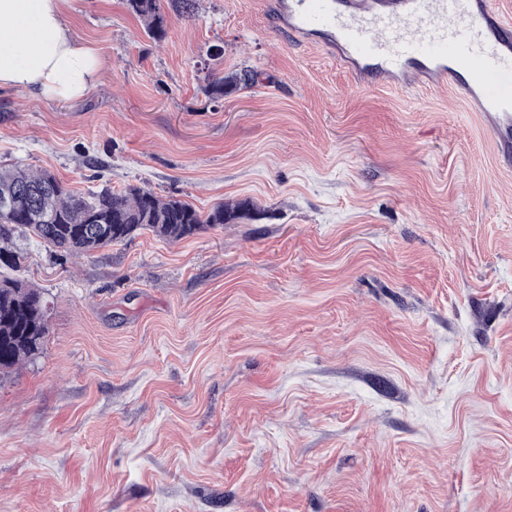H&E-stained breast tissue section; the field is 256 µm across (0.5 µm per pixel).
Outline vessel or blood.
Masks as SVG:
<instances>
[{"label": "vessel or blood", "instance_id": "b4317fda", "mask_svg": "<svg viewBox=\"0 0 512 512\" xmlns=\"http://www.w3.org/2000/svg\"><path fill=\"white\" fill-rule=\"evenodd\" d=\"M289 38L354 83L448 88L512 165V16L497 0H275Z\"/></svg>", "mask_w": 512, "mask_h": 512}]
</instances>
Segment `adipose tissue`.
<instances>
[{"instance_id":"obj_1","label":"adipose tissue","mask_w":512,"mask_h":512,"mask_svg":"<svg viewBox=\"0 0 512 512\" xmlns=\"http://www.w3.org/2000/svg\"><path fill=\"white\" fill-rule=\"evenodd\" d=\"M67 0H0V85L55 101L95 87L105 61L78 44L65 21Z\"/></svg>"}]
</instances>
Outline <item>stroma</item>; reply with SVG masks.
<instances>
[{"instance_id":"35a3bbf8","label":"stroma","mask_w":512,"mask_h":512,"mask_svg":"<svg viewBox=\"0 0 512 512\" xmlns=\"http://www.w3.org/2000/svg\"><path fill=\"white\" fill-rule=\"evenodd\" d=\"M106 60L0 86V167L144 187L224 226L59 257L16 233L41 351L0 376V512H512V169L445 89L359 86L255 0L148 38L70 0ZM255 73L220 100L203 68Z\"/></svg>"}]
</instances>
